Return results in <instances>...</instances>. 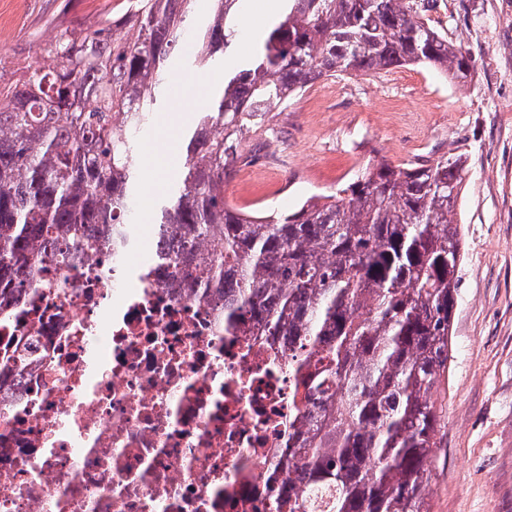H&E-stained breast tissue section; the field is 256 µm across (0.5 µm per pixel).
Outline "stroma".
I'll return each mask as SVG.
<instances>
[{
  "instance_id": "obj_1",
  "label": "stroma",
  "mask_w": 512,
  "mask_h": 512,
  "mask_svg": "<svg viewBox=\"0 0 512 512\" xmlns=\"http://www.w3.org/2000/svg\"><path fill=\"white\" fill-rule=\"evenodd\" d=\"M64 2L0 0V15L14 19L0 30V48L22 57L50 42ZM414 4L469 50L471 83L460 86L424 66L321 78L246 134L244 160L230 169L224 195L237 207L261 195L265 206L292 212L310 195L347 184L372 159L466 158L452 357L433 393L440 424L429 505L430 512H512V0ZM255 51L238 41L225 51L223 69L175 73L181 97L154 114L137 143L141 239L151 236L157 202L186 155L173 114L195 118L223 72ZM150 156L158 165H147Z\"/></svg>"
}]
</instances>
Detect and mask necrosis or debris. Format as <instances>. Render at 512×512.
<instances>
[{"mask_svg": "<svg viewBox=\"0 0 512 512\" xmlns=\"http://www.w3.org/2000/svg\"><path fill=\"white\" fill-rule=\"evenodd\" d=\"M138 252H75L0 314V512H288L303 400L287 337Z\"/></svg>", "mask_w": 512, "mask_h": 512, "instance_id": "necrosis-or-debris-1", "label": "necrosis or debris"}]
</instances>
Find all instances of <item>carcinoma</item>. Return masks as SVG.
I'll return each mask as SVG.
<instances>
[{"label": "carcinoma", "instance_id": "cac0c4a2", "mask_svg": "<svg viewBox=\"0 0 512 512\" xmlns=\"http://www.w3.org/2000/svg\"><path fill=\"white\" fill-rule=\"evenodd\" d=\"M194 0H124L112 28L62 21L44 63L0 86V313L76 249L134 244L136 136L167 101L171 69L205 71L237 35L240 0H211L186 56ZM247 65L197 113L179 177L154 218L151 265L212 288L224 319L313 349L296 372L324 400L301 418L289 512H430L428 464L439 413L432 394L451 358L460 155L378 161L292 213L224 199L243 135L322 77L423 65L464 86L469 51L412 0H289Z\"/></svg>", "mask_w": 512, "mask_h": 512}]
</instances>
